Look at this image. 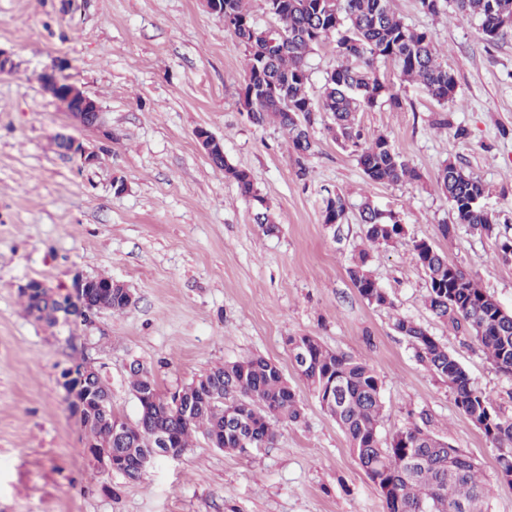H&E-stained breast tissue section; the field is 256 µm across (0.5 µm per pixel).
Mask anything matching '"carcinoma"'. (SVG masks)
I'll use <instances>...</instances> for the list:
<instances>
[{"label":"carcinoma","mask_w":512,"mask_h":512,"mask_svg":"<svg viewBox=\"0 0 512 512\" xmlns=\"http://www.w3.org/2000/svg\"><path fill=\"white\" fill-rule=\"evenodd\" d=\"M275 25L259 27L246 8V0H224V14L234 18L231 27L247 52L246 79L239 93L240 105L255 125L268 122L288 133L293 149L302 160L312 151L310 127L312 112H327L332 138L344 147L354 148L357 161L368 181L397 184L416 177V173L390 140L380 135L368 142L357 121V114L376 105L388 95L399 109L398 95L376 76L380 59L393 61L405 81L425 87L441 106L456 100V79L440 62L433 36L404 22L391 7V0H337L336 20L321 7L322 0H265ZM457 9L480 21L487 40L499 32L496 9H512V0H453ZM336 37L338 63L328 75L318 98L309 94L308 57L325 39ZM211 165L224 171L241 194L257 202L254 221L260 230L278 232L268 206L259 203L260 195L250 174L213 157ZM436 183L448 199L455 223L442 224L439 230L448 238L456 226L464 225L487 237L496 235L488 212L469 201L484 192L482 182L453 164L444 166ZM346 217V201L336 194L326 199L323 223L341 224ZM364 236L372 245H388L404 236V229L393 216L380 211L370 201L361 205ZM417 261L427 278L424 304L438 320L463 335L482 331L476 342L491 365L512 374V313L479 286L458 265L425 241L413 243ZM371 254L361 249L348 270L359 294L372 304L388 305V297L369 270ZM112 278H94L83 290V309L70 311L81 322H91L88 312L100 309L121 312L127 308L120 293H107L103 286ZM25 313L38 322L55 325L62 303L68 296L60 289L40 295L23 293ZM394 329L411 347L419 360L454 394L457 408L466 415L498 451L501 476L512 482V418L498 412L492 400L475 387L460 362L421 324L398 317ZM296 371L315 394L322 410L346 435L368 479L380 490L386 512H487L489 490L480 478L475 463L448 442L418 426L396 432L383 441L380 426L384 411L381 383L367 363L332 351L313 336L288 337ZM71 380L77 394L92 402L108 396L111 390L100 374L86 375L76 370ZM208 386L212 400L203 402L189 417L179 413H157L141 402V395H167L144 370L130 369L129 387L138 400L137 419L130 423L125 437L115 435L110 425L87 410L79 420L87 434L86 454L112 453L116 470L135 480L157 455V433H164L170 448L177 453L190 446L192 434L204 438H224V451L246 453L274 444L278 421L299 422L304 417L295 391L272 361L261 356L226 362L199 376V386ZM238 402L239 414L224 417L225 402Z\"/></svg>","instance_id":"1"}]
</instances>
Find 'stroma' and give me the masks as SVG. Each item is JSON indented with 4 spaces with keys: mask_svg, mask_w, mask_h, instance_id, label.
<instances>
[{
    "mask_svg": "<svg viewBox=\"0 0 512 512\" xmlns=\"http://www.w3.org/2000/svg\"><path fill=\"white\" fill-rule=\"evenodd\" d=\"M392 7L432 33L457 101L440 106L392 61L377 62L402 106L382 99L358 120L366 138L387 136L417 173L386 185L369 182L355 152L336 144L326 113L314 115L302 162L278 125L248 120L239 105L246 50L202 0H0V49L15 63L0 74V512H386L346 436L294 372L286 339L298 334L374 367L382 437L416 425L445 438L480 468L491 512H512L495 447L392 327L404 316L428 328L512 414V375L431 316L412 250L432 244L512 312V263L492 260L499 241L512 240V24L490 42L451 2L439 16L418 0ZM59 56L69 80L99 103L104 131L75 124L42 92L38 75ZM201 127L250 173L277 233L260 231L252 202L211 166L195 138ZM60 131L98 161L56 153ZM449 163L482 181L497 236L465 227L441 235L453 214L436 176ZM336 191L348 209L334 227L322 214ZM366 199L405 228L397 244L371 250L387 307L370 304L348 275L366 246ZM100 276L126 284L135 302L76 327L23 311L18 287L28 279L72 291ZM252 356L275 362L304 405L301 422L276 424L274 445L229 454L198 435L180 458L154 457L136 480L85 456L63 369L94 362L113 410L132 421L130 363L172 392Z\"/></svg>",
    "mask_w": 512,
    "mask_h": 512,
    "instance_id": "obj_1",
    "label": "stroma"
}]
</instances>
